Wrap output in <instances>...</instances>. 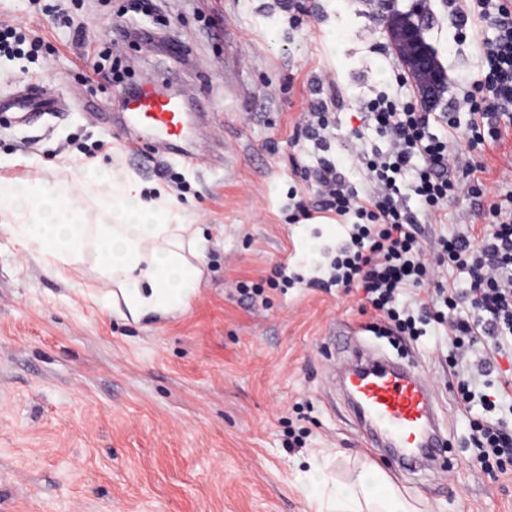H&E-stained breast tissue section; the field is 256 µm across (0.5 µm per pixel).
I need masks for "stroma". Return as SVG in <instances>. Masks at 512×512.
I'll use <instances>...</instances> for the list:
<instances>
[{
    "mask_svg": "<svg viewBox=\"0 0 512 512\" xmlns=\"http://www.w3.org/2000/svg\"><path fill=\"white\" fill-rule=\"evenodd\" d=\"M394 2L424 16L445 81L437 109L457 107L489 23L460 41L448 0ZM61 7L84 32L55 22ZM1 26L41 47L0 53V97L56 82L74 99L23 123L0 112V177L71 178L86 146L90 160L191 202L209 248L190 310L134 323L104 309L93 264L57 281L0 231V512H311L294 483L299 462L324 448L337 452L338 479L375 464L433 512H512V468L487 474L467 460L470 419L448 391L438 326L415 340L368 332L362 292L322 285L348 241L344 221L320 211L291 220L298 203L319 199L303 176L318 157L362 195L370 184L354 159L389 146L362 120L378 92L400 91L381 0H0ZM103 66L127 84L153 74L169 92L192 88L193 111L221 126L203 163L108 129L121 103L94 77ZM314 98L334 124L322 151L297 135ZM454 150L482 162L488 194L451 202L446 223L422 224L430 239L469 226L482 234L481 206L512 193V124L483 150L462 140ZM270 277L262 297L240 294ZM351 323L364 327L360 344L429 377L452 470L417 480L363 446L328 381ZM292 429L305 430L303 447L288 449Z\"/></svg>",
    "mask_w": 512,
    "mask_h": 512,
    "instance_id": "1",
    "label": "stroma"
}]
</instances>
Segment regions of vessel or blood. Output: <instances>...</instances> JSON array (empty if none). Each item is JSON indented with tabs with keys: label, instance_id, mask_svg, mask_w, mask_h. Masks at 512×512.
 <instances>
[{
	"label": "vessel or blood",
	"instance_id": "b4317fda",
	"mask_svg": "<svg viewBox=\"0 0 512 512\" xmlns=\"http://www.w3.org/2000/svg\"><path fill=\"white\" fill-rule=\"evenodd\" d=\"M118 95L121 126L158 142L179 158L193 160V153L184 147L187 113L181 98L151 79L119 90ZM61 96L60 90L44 87L13 98L7 108L24 120L34 112L53 111ZM338 384L365 443L388 451L399 468L413 474L424 471L425 460L447 446L448 438L438 423L437 393L418 368L361 351L342 365Z\"/></svg>",
	"mask_w": 512,
	"mask_h": 512
}]
</instances>
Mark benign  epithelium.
Returning a JSON list of instances; mask_svg holds the SVG:
<instances>
[{"label": "benign epithelium", "instance_id": "benign-epithelium-1", "mask_svg": "<svg viewBox=\"0 0 512 512\" xmlns=\"http://www.w3.org/2000/svg\"><path fill=\"white\" fill-rule=\"evenodd\" d=\"M385 33L408 74L423 77L419 84L420 105L430 107L435 90L442 80V73L422 36L421 21L413 20L410 13L388 6L385 12Z\"/></svg>", "mask_w": 512, "mask_h": 512}]
</instances>
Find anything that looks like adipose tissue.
<instances>
[{"mask_svg":"<svg viewBox=\"0 0 512 512\" xmlns=\"http://www.w3.org/2000/svg\"><path fill=\"white\" fill-rule=\"evenodd\" d=\"M78 181L32 184L0 178V216L44 271L70 282L86 262L101 274L108 309L134 321L186 312L201 285L208 240L189 222L174 194L134 173L89 162ZM334 454L322 450L299 473L296 488L314 512H425L374 465L347 483L326 471Z\"/></svg>","mask_w":512,"mask_h":512,"instance_id":"ef3b65f1","label":"adipose tissue"}]
</instances>
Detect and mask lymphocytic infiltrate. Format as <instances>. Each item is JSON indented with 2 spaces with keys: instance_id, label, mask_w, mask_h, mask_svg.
Returning a JSON list of instances; mask_svg holds the SVG:
<instances>
[{
  "instance_id": "lymphocytic-infiltrate-1",
  "label": "lymphocytic infiltrate",
  "mask_w": 512,
  "mask_h": 512,
  "mask_svg": "<svg viewBox=\"0 0 512 512\" xmlns=\"http://www.w3.org/2000/svg\"><path fill=\"white\" fill-rule=\"evenodd\" d=\"M491 23L494 34L480 47L479 70L464 99L466 118L456 112H422L414 103H398L387 94L371 99L366 119L389 139L387 151L360 153L358 160L372 185L358 195L338 171L335 161L317 160L322 188L319 210L354 215L349 244L331 264L329 280L345 290L358 289L385 321L381 336H423V327L444 329L456 378L454 400L459 410L481 409L471 426L473 460L488 472L512 461V428L501 414L512 401V378L478 388L496 357L512 355V194L491 203L483 213L482 237L450 233L427 246L417 224L419 214L441 218L447 203L485 195L482 164H460L449 137L464 132L469 147L497 141L498 120L512 115V0H470L459 12ZM412 192L423 211L404 208ZM447 267L448 280L436 270ZM480 348L479 366L467 364L466 353Z\"/></svg>"
}]
</instances>
